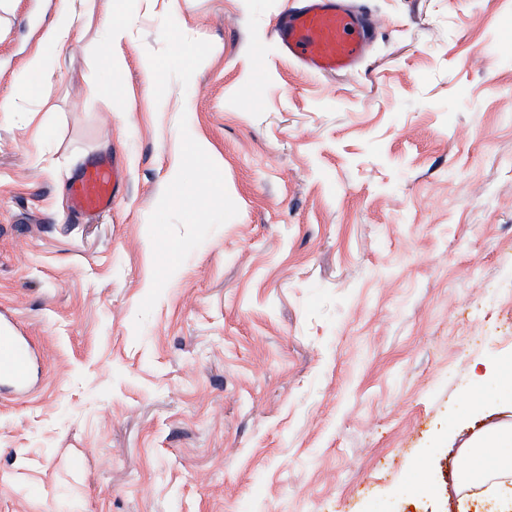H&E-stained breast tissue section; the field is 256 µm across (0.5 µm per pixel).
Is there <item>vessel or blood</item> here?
Instances as JSON below:
<instances>
[{
  "mask_svg": "<svg viewBox=\"0 0 512 512\" xmlns=\"http://www.w3.org/2000/svg\"><path fill=\"white\" fill-rule=\"evenodd\" d=\"M375 33L369 15L352 0H298L279 19L275 38L284 55L310 74L356 70ZM121 183L114 165L96 161L70 186L78 212L92 217L110 212ZM33 349L12 322L0 320V379L28 389Z\"/></svg>",
  "mask_w": 512,
  "mask_h": 512,
  "instance_id": "obj_1",
  "label": "vessel or blood"
}]
</instances>
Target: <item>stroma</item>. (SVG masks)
I'll list each match as a JSON object with an SVG mask.
<instances>
[{"instance_id":"obj_1","label":"stroma","mask_w":512,"mask_h":512,"mask_svg":"<svg viewBox=\"0 0 512 512\" xmlns=\"http://www.w3.org/2000/svg\"><path fill=\"white\" fill-rule=\"evenodd\" d=\"M292 2L112 0L121 53L84 19L28 96L58 0L0 9V316L39 360L0 512H461L442 441L512 354V0H367L329 76L281 54ZM121 183L115 166L106 160L96 161L81 171L70 186L74 206L85 216H97L112 210Z\"/></svg>"}]
</instances>
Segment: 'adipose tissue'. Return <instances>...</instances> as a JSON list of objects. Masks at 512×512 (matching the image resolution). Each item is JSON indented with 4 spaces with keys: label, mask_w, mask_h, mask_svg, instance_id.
Masks as SVG:
<instances>
[{
    "label": "adipose tissue",
    "mask_w": 512,
    "mask_h": 512,
    "mask_svg": "<svg viewBox=\"0 0 512 512\" xmlns=\"http://www.w3.org/2000/svg\"><path fill=\"white\" fill-rule=\"evenodd\" d=\"M102 0H59L55 20L42 32L36 49L22 62L20 71L21 88L24 92L36 90L48 78L47 60L60 50L77 21L81 17L102 12L104 18H111V11H100ZM468 471L455 474L456 482L477 487L483 484L487 471L500 473L512 471V425L501 422L482 426L474 431L465 443ZM495 449L494 457H486L484 449Z\"/></svg>",
    "instance_id": "1"
}]
</instances>
